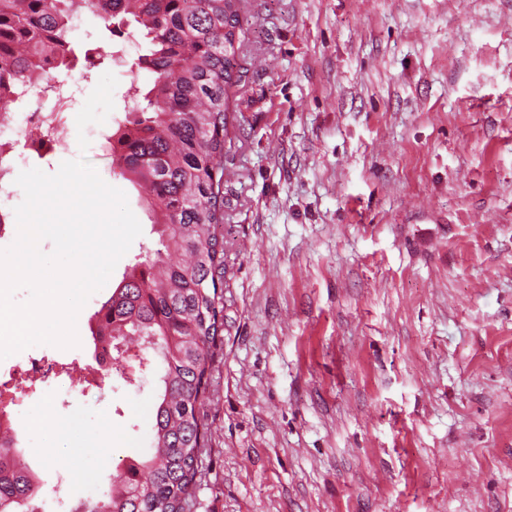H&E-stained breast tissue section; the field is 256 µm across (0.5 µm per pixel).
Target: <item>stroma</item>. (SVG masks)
Segmentation results:
<instances>
[{"instance_id":"obj_1","label":"stroma","mask_w":512,"mask_h":512,"mask_svg":"<svg viewBox=\"0 0 512 512\" xmlns=\"http://www.w3.org/2000/svg\"><path fill=\"white\" fill-rule=\"evenodd\" d=\"M241 79L224 147V325L201 411L209 442L190 512H512V0H241ZM103 64L59 70L82 108ZM88 125L31 166L86 158L142 234L80 310L89 322L143 247L138 191ZM127 380L60 405L52 386L12 413L49 479L54 417L112 409L102 467L62 490L105 491L153 436L157 389Z\"/></svg>"}]
</instances>
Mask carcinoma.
<instances>
[{
  "instance_id": "carcinoma-1",
  "label": "carcinoma",
  "mask_w": 512,
  "mask_h": 512,
  "mask_svg": "<svg viewBox=\"0 0 512 512\" xmlns=\"http://www.w3.org/2000/svg\"><path fill=\"white\" fill-rule=\"evenodd\" d=\"M239 0H0V108L28 94L54 69L111 54L82 47L72 20L84 15L110 33L145 40L132 67L146 84L127 90L128 119L104 136L112 173L145 195L162 248L123 273L96 303L94 346L133 337L139 363L159 392L150 449L132 457L103 494L74 512H187L207 445L200 409L212 385L210 346L223 325L224 143L228 86L238 66ZM55 491L6 429L0 434V512H44Z\"/></svg>"
}]
</instances>
